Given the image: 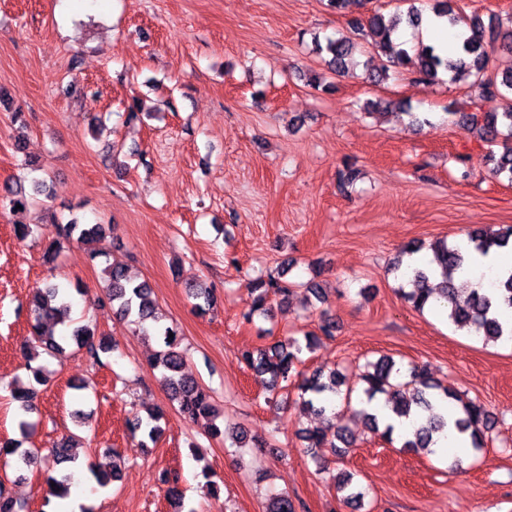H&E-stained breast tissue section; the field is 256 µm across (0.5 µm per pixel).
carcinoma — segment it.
I'll return each mask as SVG.
<instances>
[{"label":"carcinoma","mask_w":512,"mask_h":512,"mask_svg":"<svg viewBox=\"0 0 512 512\" xmlns=\"http://www.w3.org/2000/svg\"><path fill=\"white\" fill-rule=\"evenodd\" d=\"M435 14L444 17L450 28H466L471 32L459 54L450 58L441 55L431 45L423 46L417 54H411V48L400 40L397 32L401 23L411 26L421 24V15L415 7H410L405 16L395 15L391 18L376 12L366 22L358 19L351 21L357 32L370 33V46L381 53L389 65L396 70H408L415 81L432 84L440 73H448L449 81L455 82L460 76L472 78L471 86L477 91L474 112H453L451 116L462 126L477 129L482 138L493 141L499 135L506 134L508 143L504 144L503 153L494 160L493 174L504 175L512 181V67L501 73L488 72V46L498 40L512 52V29L502 30L493 24H485L481 17H466L456 12L452 0H436L433 6ZM316 51L326 53L327 68L334 74H341L353 64L358 45L352 38L327 39L326 42L315 41ZM48 195L46 180L32 182L31 190L25 186H7L0 204L17 212L16 206L27 210L34 199ZM56 238L49 241L45 249L46 263L55 262L60 239L72 240L84 245H93L105 239L111 233L108 224H80L70 220L56 226ZM512 247V226L498 230L490 228L470 229L466 233V245L438 239L430 245L434 261L441 268L442 280L431 288L424 287L429 280V271L424 268L409 269V279L413 288L404 293V298L414 309L422 311L432 298H443L448 302V320L459 328H467L483 338L487 344H495L504 336L505 323L512 320V271L496 277H489V287L470 288L464 296L459 295L454 284L453 273L464 267L471 260V252L481 255L493 249ZM107 277L105 293L106 303L113 313L128 319L138 331L155 333L159 340L160 351L157 352L152 365L161 372V381L167 390L169 400L178 406V412L194 424L203 427L211 438L224 436L225 429L217 423L218 414L213 404L210 391L197 380L185 373V353L179 349L178 331L173 327L159 325L153 291L146 281L136 282L127 272L125 266L112 263L104 268ZM255 293L251 310L244 315L248 322L254 317H265L271 312V300L279 297L288 299L294 292V283L282 277H259L253 282ZM188 295L194 300V308L204 313L216 302L215 292L211 288L196 286L188 289ZM28 336L21 343L27 368L32 372L36 383L45 381L44 368L34 364L41 354L64 356L68 351L84 349L96 362L101 361L100 354L112 352V345L105 338H96V329L91 326L77 325L71 318V302L68 294L58 285L47 283L32 289L29 302ZM321 336L331 339L335 336L336 323L331 318H324L319 325ZM512 336V329L507 331ZM319 336V337H321ZM317 336L305 337L306 345L299 339L288 337L277 341L265 349H246L242 352L239 363L245 368L268 376V389L276 396L279 391L288 388V382L299 377L297 388L303 396L304 406L315 415L328 419V400L350 401L351 390H341L344 384L342 374L331 369H318L308 376H301L297 366L302 363L303 349H311L319 340ZM368 371L362 377L363 393L371 401L379 395L385 396V404L399 418L414 413L424 415L420 427L413 436L402 441V447L413 450L429 448L433 435L448 427L447 416L435 412L434 401L440 396L450 402L455 401V429L467 434L471 446L478 451L485 443V433L495 423L493 413L479 399H462L451 387L437 382L426 367L413 365L404 370L396 366L390 356H382L374 363H367ZM13 398L19 402V428L26 432L31 428L28 414L34 410L37 398L36 389L29 386H15ZM162 413L151 411L142 417L138 414L128 420L131 436L142 435L154 442L162 433L160 421ZM307 447L329 448L336 450L338 445L349 447L352 436L347 429L333 422L325 427H314L302 431ZM15 457L19 467H28L37 460L33 448H22L12 442L0 447V455ZM53 465L58 467V476L50 478L55 484L53 492L59 497L68 493V484L72 478L74 459L71 458L68 443L56 445L52 452ZM165 495L175 512H196L185 509L184 493L180 487V476L164 474ZM337 488L344 492L342 504L360 510L364 507V493L357 489L354 475L341 471ZM268 512H296L293 500L286 493L271 498Z\"/></svg>","instance_id":"cac0c4a2"}]
</instances>
